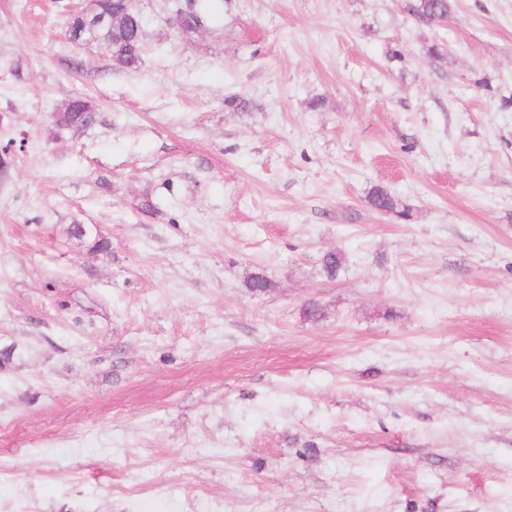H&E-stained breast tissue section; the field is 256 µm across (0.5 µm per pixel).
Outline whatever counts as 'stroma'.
Segmentation results:
<instances>
[{"label":"stroma","mask_w":512,"mask_h":512,"mask_svg":"<svg viewBox=\"0 0 512 512\" xmlns=\"http://www.w3.org/2000/svg\"><path fill=\"white\" fill-rule=\"evenodd\" d=\"M89 2L0 0V506L512 512V0ZM102 16L105 20L99 22ZM69 24L74 40L103 41L110 46L113 67L129 69L140 62L143 24L125 15L123 0H93L92 8L74 14ZM416 15L427 23H441L448 19L452 5L451 0H416ZM65 115L61 123L69 127H87L93 123L95 116L91 107L82 100H74L65 108Z\"/></svg>","instance_id":"1"}]
</instances>
